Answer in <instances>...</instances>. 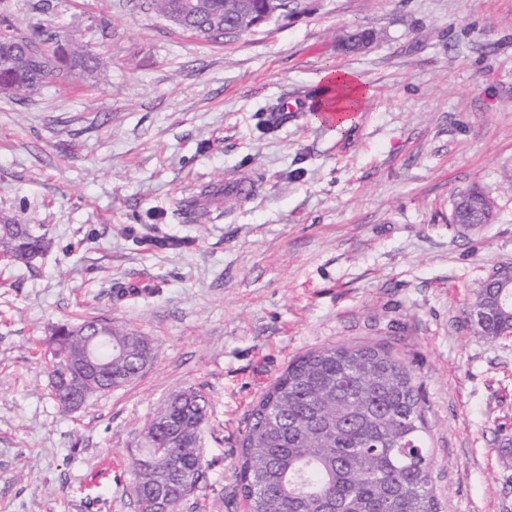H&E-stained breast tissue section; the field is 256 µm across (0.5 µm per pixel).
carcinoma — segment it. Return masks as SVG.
Masks as SVG:
<instances>
[{"label":"carcinoma","mask_w":512,"mask_h":512,"mask_svg":"<svg viewBox=\"0 0 512 512\" xmlns=\"http://www.w3.org/2000/svg\"><path fill=\"white\" fill-rule=\"evenodd\" d=\"M242 3L258 11L265 0H145L181 30L214 41L242 33L234 25ZM96 67L92 51L75 50L41 26L21 31L0 19L1 93L27 94ZM454 208L464 224L486 223L482 207L465 192ZM50 248L46 236L18 219H0V254L7 260L28 265ZM501 292L483 280L472 302L494 311L478 326L487 339L512 335V305L500 303ZM96 323L107 336L100 355L112 361V369L93 380L97 391L132 383L155 358L147 337L110 321L56 327L49 375L52 398L64 411L60 397L78 385L65 353L85 343L84 327ZM207 409L205 395L188 388L171 395L143 427L144 447L132 462L141 512L160 498L179 512L195 489ZM424 433L418 388L404 362L380 346L318 348L292 360L254 405L234 474L247 512H437Z\"/></svg>","instance_id":"carcinoma-1"}]
</instances>
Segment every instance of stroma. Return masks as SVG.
Instances as JSON below:
<instances>
[{"mask_svg": "<svg viewBox=\"0 0 512 512\" xmlns=\"http://www.w3.org/2000/svg\"><path fill=\"white\" fill-rule=\"evenodd\" d=\"M1 17L101 71L0 93V217L53 240L32 266L0 259V512H139L141 428L189 387L209 400L208 468L180 512H245L251 409L293 358L343 343L410 368L439 512H512V336L467 321L512 266V0H294L218 42L141 0H0ZM331 68L368 91L346 129L310 119ZM286 98L301 110L268 128ZM242 178L252 196L224 193ZM474 186L497 204L476 231L450 222ZM92 318L157 358L65 412L50 338Z\"/></svg>", "mask_w": 512, "mask_h": 512, "instance_id": "stroma-1", "label": "stroma"}]
</instances>
